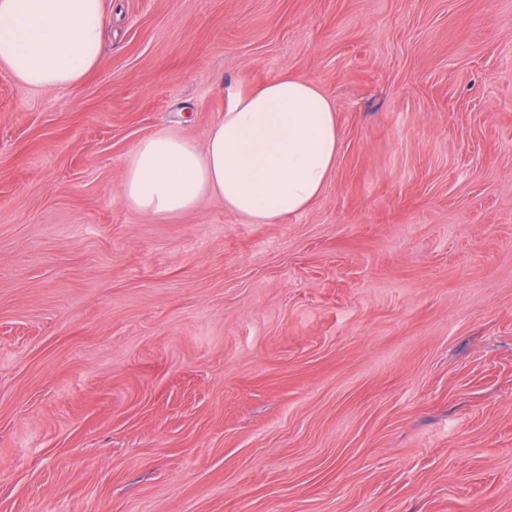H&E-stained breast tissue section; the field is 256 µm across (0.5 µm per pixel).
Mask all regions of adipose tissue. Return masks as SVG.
Listing matches in <instances>:
<instances>
[{"label":"adipose tissue","mask_w":512,"mask_h":512,"mask_svg":"<svg viewBox=\"0 0 512 512\" xmlns=\"http://www.w3.org/2000/svg\"><path fill=\"white\" fill-rule=\"evenodd\" d=\"M103 0H0V64L22 85L60 92L102 59ZM340 149L335 108L312 80L282 75L232 91L204 146L170 130L139 141L121 198L153 217L208 196L248 224L306 211L323 193Z\"/></svg>","instance_id":"1"}]
</instances>
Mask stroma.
<instances>
[{
	"instance_id": "stroma-1",
	"label": "stroma",
	"mask_w": 512,
	"mask_h": 512,
	"mask_svg": "<svg viewBox=\"0 0 512 512\" xmlns=\"http://www.w3.org/2000/svg\"><path fill=\"white\" fill-rule=\"evenodd\" d=\"M103 2L73 88L0 66V512H512V0ZM284 73L306 212L122 202Z\"/></svg>"
}]
</instances>
